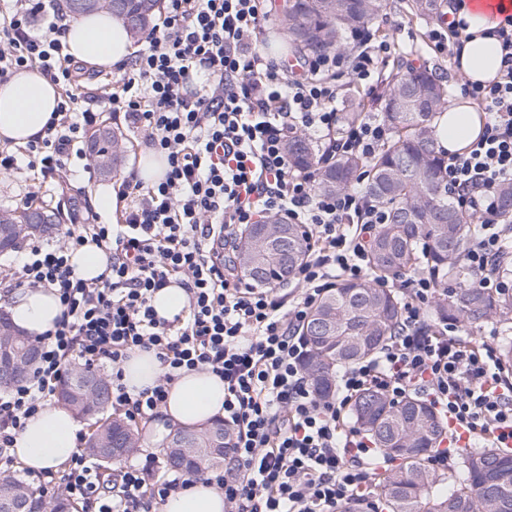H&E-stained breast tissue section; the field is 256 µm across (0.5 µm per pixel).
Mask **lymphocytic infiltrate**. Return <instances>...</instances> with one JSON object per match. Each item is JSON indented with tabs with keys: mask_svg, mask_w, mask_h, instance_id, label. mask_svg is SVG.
I'll return each mask as SVG.
<instances>
[{
	"mask_svg": "<svg viewBox=\"0 0 512 512\" xmlns=\"http://www.w3.org/2000/svg\"><path fill=\"white\" fill-rule=\"evenodd\" d=\"M263 9L262 0H165L160 24L122 67L116 90L107 84L79 90L84 67L67 52L56 0H14L12 15L0 21V82L35 66L62 90L43 138L24 149L30 170L55 178L105 112L123 113L168 163L153 185L132 172L122 179L121 223H99L85 210L67 226L66 247L27 253L19 285L53 289L63 312L37 338L31 375L0 393L1 466L13 461L15 433L54 402L76 360L111 369L112 405L131 420L157 413L181 369L223 379L230 465L198 477L223 493L226 512H336L340 503L366 497L375 452L346 417L371 387L395 401L426 395L450 446L464 437L502 448L512 439V381L495 347L429 325L441 283L426 272L405 281V324L378 355L344 368L332 398L314 393L304 373L301 327L336 279L368 277L365 237L384 222L385 211L356 190L317 191L313 173L293 169L284 145L301 130L318 145L321 162L374 157L388 129L373 113L351 122L338 112L335 79L348 70L379 82L395 44L360 30L351 55L306 57L303 76L293 78L281 60L256 47ZM494 34L502 49L496 79L463 89L487 121L464 152L449 155L447 177L457 207L481 217L464 272L478 287L503 291L512 283L499 272L502 257L512 255V230L495 216L500 188L512 183V15ZM198 70L211 81L193 92ZM270 215L304 225L311 238V257L288 293L250 285L224 259L237 232ZM90 243L108 263L99 277L84 280L67 253ZM173 284L185 289L188 305L184 316L168 321L151 300ZM135 350L153 352L162 376L133 396L120 364ZM449 448L429 457V465L447 470ZM36 482L43 493L65 488L86 512H157L188 484L161 454L138 455L110 473L81 447L64 468L41 472Z\"/></svg>",
	"mask_w": 512,
	"mask_h": 512,
	"instance_id": "lymphocytic-infiltrate-1",
	"label": "lymphocytic infiltrate"
}]
</instances>
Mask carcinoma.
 <instances>
[{
  "label": "carcinoma",
  "mask_w": 512,
  "mask_h": 512,
  "mask_svg": "<svg viewBox=\"0 0 512 512\" xmlns=\"http://www.w3.org/2000/svg\"><path fill=\"white\" fill-rule=\"evenodd\" d=\"M161 0H112V12L124 18L131 34L150 33ZM383 0H288L285 28L288 42L315 53H341L356 29L367 28ZM381 118L390 130L386 147L371 159L339 155L319 164L317 147L303 135L288 140L294 168L316 177L319 191L339 193L353 189L367 174L363 192L382 206L386 223L376 227L369 243L370 276L339 280L318 299L301 329L308 345L304 369L315 393L327 399L336 391V372L378 351L404 320L403 297L388 284L402 276L425 271L457 287L434 302L431 323L478 327L494 320L512 330V292L496 293L468 282L462 261L470 248L475 217L460 211L448 195L447 158L438 151L436 115L448 107V85L427 69H401L381 96ZM89 150L99 167L111 171L122 161V134L98 129ZM499 217L512 224V184L502 187ZM281 225V236L269 241L262 225L244 230L237 252L243 275L258 286H288L307 259L308 236L301 224L268 218ZM67 374L58 402L78 411L81 402L97 404L86 449L97 454L103 440L116 444L112 459L124 455L123 445L138 438V430L109 411L110 391H76ZM356 426L374 442L384 457L401 460L398 467L376 475L377 498L386 512H512V451L472 448L461 455L454 473L425 464L424 458L443 434L436 411L408 397L394 403L379 390L362 392L352 405ZM231 434L222 423L209 429H178L168 443L166 461L172 468L196 473L224 463ZM1 494L42 499L15 476L0 479Z\"/></svg>",
  "instance_id": "1"
}]
</instances>
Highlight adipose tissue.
Masks as SVG:
<instances>
[{
    "mask_svg": "<svg viewBox=\"0 0 512 512\" xmlns=\"http://www.w3.org/2000/svg\"><path fill=\"white\" fill-rule=\"evenodd\" d=\"M512 10V0H499L490 10L479 0H464L459 12L466 26L460 34L461 49L452 67L464 81L485 83L498 74L500 44L494 30L502 14ZM68 53L94 68L123 62L133 51L130 35L121 17L108 12L71 19L66 32ZM61 98L60 88L39 69L22 70L0 84V142L24 145L39 135ZM485 116L466 97L449 104L441 117L438 142L442 149L461 153L478 138ZM13 325L29 337L53 328L63 308L49 289L13 292L6 305ZM122 382L130 394L154 386L161 367L154 354L130 353L121 365ZM224 414V382L200 370H181L171 383L160 415L151 425L153 442H161L172 428L201 429ZM78 423L73 413L49 405L26 420L17 432L11 453L31 472L64 464L76 448ZM161 512H224V497L213 486L196 481L170 495Z\"/></svg>",
    "mask_w": 512,
    "mask_h": 512,
    "instance_id": "adipose-tissue-1",
    "label": "adipose tissue"
}]
</instances>
